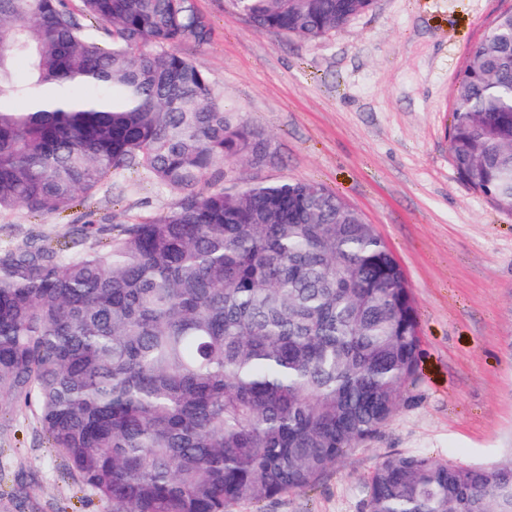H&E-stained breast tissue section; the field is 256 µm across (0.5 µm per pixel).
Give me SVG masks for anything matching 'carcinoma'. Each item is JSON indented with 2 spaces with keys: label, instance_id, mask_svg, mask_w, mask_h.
I'll return each instance as SVG.
<instances>
[{
  "label": "carcinoma",
  "instance_id": "1",
  "mask_svg": "<svg viewBox=\"0 0 512 512\" xmlns=\"http://www.w3.org/2000/svg\"><path fill=\"white\" fill-rule=\"evenodd\" d=\"M374 0H224L312 43ZM194 0H0V214L84 205L141 169L173 207L85 221L91 250H0V414L35 402L49 447L107 512H227L304 491L405 406L418 311L374 225L314 182L224 186L265 138L176 51L208 44ZM448 150L512 214V11L472 49ZM365 512H512V454L388 455Z\"/></svg>",
  "mask_w": 512,
  "mask_h": 512
}]
</instances>
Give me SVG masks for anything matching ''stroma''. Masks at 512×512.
<instances>
[{"mask_svg": "<svg viewBox=\"0 0 512 512\" xmlns=\"http://www.w3.org/2000/svg\"><path fill=\"white\" fill-rule=\"evenodd\" d=\"M210 43L178 51L268 141L265 165L230 163L225 186L308 181L374 224L403 268L419 315L420 362L405 407L319 481L229 512H364L369 477L391 454L462 465L512 448V215L458 177L448 151L456 77L512 0H376L372 10L303 43L194 0ZM172 196L145 173L113 174L83 212L120 225L166 211ZM81 212L0 215V249L36 236L74 243ZM49 448L36 405L0 417V512H106Z\"/></svg>", "mask_w": 512, "mask_h": 512, "instance_id": "35a3bbf8", "label": "stroma"}]
</instances>
